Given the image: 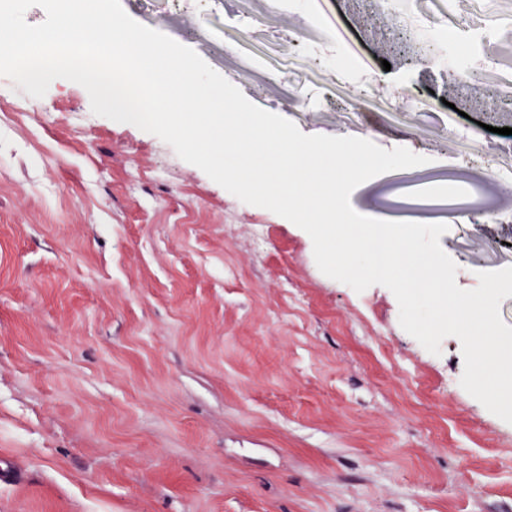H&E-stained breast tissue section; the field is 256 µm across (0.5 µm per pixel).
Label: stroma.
Returning <instances> with one entry per match:
<instances>
[{"label": "stroma", "instance_id": "1", "mask_svg": "<svg viewBox=\"0 0 512 512\" xmlns=\"http://www.w3.org/2000/svg\"><path fill=\"white\" fill-rule=\"evenodd\" d=\"M121 5L303 133L429 157L353 202L452 215L440 243L461 288L512 266V207L440 193L468 169L490 179L512 135L448 147L447 122L481 115L442 103L437 75L409 77L398 119L339 88L327 32L383 69L342 0L323 4L330 29L283 0L284 22L235 40L264 0ZM33 105L24 126L0 122V470L21 474L0 480V512H512V424L462 388L458 338L429 355L388 288L325 276L304 230L92 115L82 86L57 79ZM57 107L92 123L45 125Z\"/></svg>", "mask_w": 512, "mask_h": 512}]
</instances>
